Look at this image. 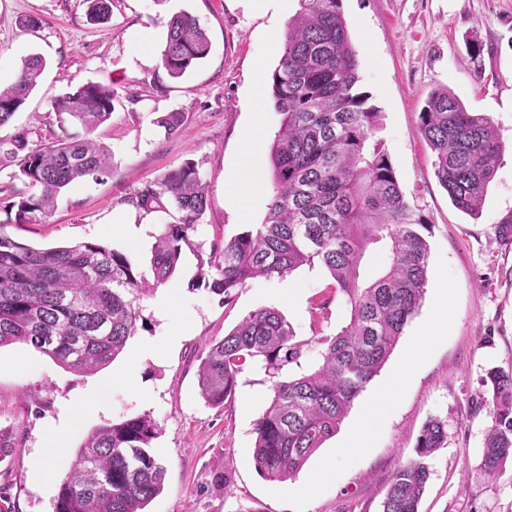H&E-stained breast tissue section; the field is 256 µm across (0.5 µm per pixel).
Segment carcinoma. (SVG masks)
I'll list each match as a JSON object with an SVG mask.
<instances>
[{
    "label": "carcinoma",
    "mask_w": 512,
    "mask_h": 512,
    "mask_svg": "<svg viewBox=\"0 0 512 512\" xmlns=\"http://www.w3.org/2000/svg\"><path fill=\"white\" fill-rule=\"evenodd\" d=\"M270 91L280 127L269 148L272 192L261 224L224 239L222 260L201 261L199 280L226 298L257 277L284 278L320 265L349 308V322L333 336H317L319 359L303 365L304 344L275 308L246 315L200 357L201 397L220 407L234 396L237 376L253 363L273 379V397L254 423L253 459L270 482L298 474L334 436L354 399L389 359L425 294L429 224L407 201L384 146L372 140L381 113L359 90L357 53L341 0H298ZM210 52L194 17L173 16L161 65L182 77ZM46 66L28 56L9 87L0 88V168H14L11 188L19 223H40L67 187L87 176L112 173L111 153L93 137L109 120L114 91L88 82L54 100L60 133L16 129L13 118ZM419 131L432 167L453 206L480 213L503 145L490 118L466 110L446 87L434 89L419 112ZM197 164L187 161L145 184L130 204L146 213L172 209L152 245L153 283L126 254L93 242L37 249L15 241L0 224V349L23 344L77 373L111 364L137 331L140 302L170 280L183 248L207 206ZM496 240L512 244V211L497 225ZM387 261L363 276L367 253ZM485 386L493 408L482 468L491 479L512 463V369H493ZM154 422L135 415L89 433L60 484L54 512H144L163 488L165 468L150 451ZM444 423L429 419L416 458L391 477L382 512H419L430 472L426 459L443 447Z\"/></svg>",
    "instance_id": "obj_1"
}]
</instances>
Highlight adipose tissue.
Here are the masks:
<instances>
[{"label":"adipose tissue","mask_w":512,"mask_h":512,"mask_svg":"<svg viewBox=\"0 0 512 512\" xmlns=\"http://www.w3.org/2000/svg\"><path fill=\"white\" fill-rule=\"evenodd\" d=\"M264 128L261 112H253L249 130L241 140L239 161L236 168L224 183V192L236 202L242 217H249L254 202L260 195L263 180L259 167V155ZM398 381H390L380 387L362 417L357 421L343 442L339 453L350 457L366 448L370 435L386 412L397 388ZM88 403L78 404L72 411L68 425L50 427L45 435L44 462L37 469L36 477L42 481H50L55 477L53 461L66 454L72 430L77 429L88 410Z\"/></svg>","instance_id":"1"}]
</instances>
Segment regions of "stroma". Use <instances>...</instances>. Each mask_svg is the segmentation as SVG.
<instances>
[{
  "label": "stroma",
  "mask_w": 512,
  "mask_h": 512,
  "mask_svg": "<svg viewBox=\"0 0 512 512\" xmlns=\"http://www.w3.org/2000/svg\"><path fill=\"white\" fill-rule=\"evenodd\" d=\"M110 8L108 21L94 24L86 0H0V85L15 80L29 54L47 60L14 127L35 125L52 113L57 96L82 84L108 83L115 92L112 117L96 132L112 153L111 175L89 177L65 190L43 223L19 224L6 211L11 172L1 170L0 228L37 248L99 243L149 271L154 236L173 217L143 213L130 200L146 183L193 161L208 200L193 244L184 248L168 282L178 291L183 318L163 317L144 300L142 327L110 365L92 374L64 369L24 345L0 349V430L17 446L0 459V512H53L59 480L69 473L83 439L102 425L140 414L150 415L158 427L151 451L166 470L163 489L147 512H381L392 475L414 458L420 431L432 418L444 422L447 439L428 460L430 478L419 512H512V467L495 480L481 470L484 437L492 424L483 381L490 370L512 368V245L495 239L499 220L512 210V0H341L361 88L381 114L376 136L406 199L431 226L428 281H448V328L399 387L369 448L340 458L341 438L333 436L294 478L275 484L253 461V427L270 403L271 379L246 366L233 398L214 408L199 394L200 356L259 308L278 309L301 342L334 334L347 321L348 308L342 296L333 295V280L320 266L289 276L301 293L291 304L274 295L273 278L249 280L232 298H223L200 283L198 265L209 258L212 244L265 219L268 197L243 220L225 195L224 182L251 124L250 100L260 102L265 142H272L279 129L269 89L279 58L266 54L265 45L270 36L285 34L298 0L284 8L275 0H112ZM181 11L197 19L211 49L182 78L172 79L160 53L167 23ZM28 17L37 18V26H24ZM144 32L152 40L146 58L131 49ZM474 42L482 44L481 55L470 52ZM439 86L448 87L468 111L489 117L504 145L475 217L452 205L419 132L418 115ZM169 112L184 115L171 135L157 124ZM116 215L136 224L137 245L106 234ZM326 297L331 300L326 314H316V303ZM432 304V293H425L374 384L401 367ZM22 359L37 364V372H18ZM105 382L107 398L88 410L68 453L53 462L58 480L37 483L34 470L46 427L64 423L73 406ZM249 392L258 395L250 404ZM331 461L336 464L332 480L306 493ZM219 471L226 486L214 482Z\"/></svg>",
  "instance_id": "stroma-1"
}]
</instances>
